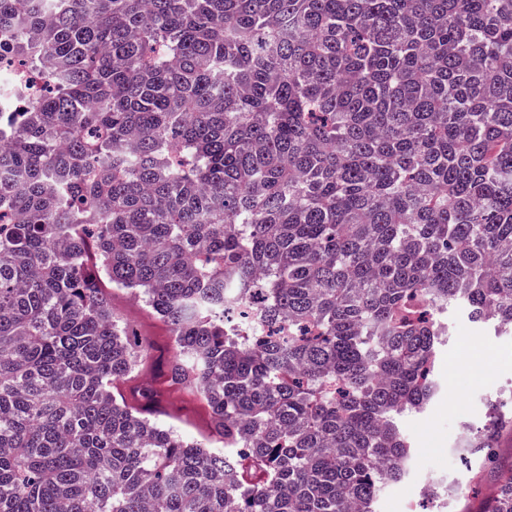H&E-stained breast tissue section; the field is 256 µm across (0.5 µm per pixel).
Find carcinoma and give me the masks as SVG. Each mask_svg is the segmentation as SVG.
Returning a JSON list of instances; mask_svg holds the SVG:
<instances>
[{"label":"carcinoma","mask_w":512,"mask_h":512,"mask_svg":"<svg viewBox=\"0 0 512 512\" xmlns=\"http://www.w3.org/2000/svg\"><path fill=\"white\" fill-rule=\"evenodd\" d=\"M0 512H374L436 308L512 331V0H0ZM172 327L162 383L99 280ZM266 297L263 330L244 299ZM490 402L464 451L512 512ZM172 406L178 409L180 421L169 422L164 417H160L159 421L172 423L181 432L199 440L208 436V410L198 394L176 389L170 390L156 410L167 411Z\"/></svg>","instance_id":"carcinoma-1"}]
</instances>
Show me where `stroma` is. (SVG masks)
<instances>
[{"instance_id":"35a3bbf8","label":"stroma","mask_w":512,"mask_h":512,"mask_svg":"<svg viewBox=\"0 0 512 512\" xmlns=\"http://www.w3.org/2000/svg\"><path fill=\"white\" fill-rule=\"evenodd\" d=\"M113 312L137 334L139 343L171 346L170 326L143 301L122 288L108 289ZM442 318L448 333L440 340L435 374L438 395L421 411L403 416L401 432L412 455L402 481L386 486L376 512H483L497 492L494 483L474 487L479 461L461 465L460 448L467 434L480 428L492 400L512 399V334L472 322L458 308ZM177 408L178 428L196 439L208 435V410L193 392L170 390L160 410Z\"/></svg>"}]
</instances>
